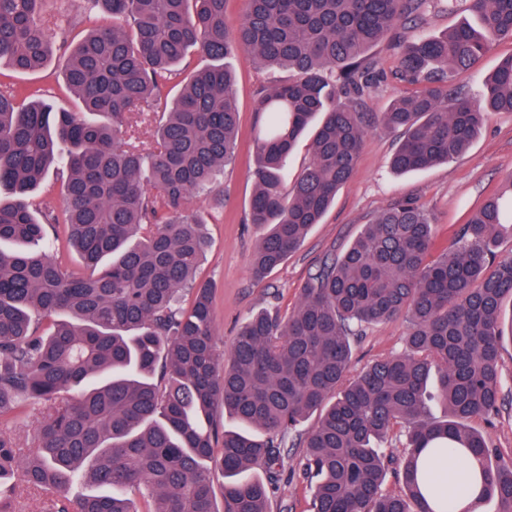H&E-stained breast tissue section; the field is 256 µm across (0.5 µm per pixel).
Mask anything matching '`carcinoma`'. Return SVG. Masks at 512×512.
<instances>
[{
    "mask_svg": "<svg viewBox=\"0 0 512 512\" xmlns=\"http://www.w3.org/2000/svg\"><path fill=\"white\" fill-rule=\"evenodd\" d=\"M46 0H0V63L44 68L70 31ZM88 0L112 26L88 31L64 69L76 111L0 84V512L21 489L46 494L42 512H272L284 448L317 479L313 512H455L423 487L424 453H467L480 490L466 512L495 500L512 512V458L471 426L505 398L500 350L512 341V177L439 248L430 215L411 199L363 228L342 253L315 261L296 308L251 315L228 357L217 353L212 288L195 283L208 248L192 199L209 197L237 149L235 78L225 59L248 50L259 67L294 78L259 85L247 221L265 230L251 257L260 280L301 246L349 180L368 127L402 134L400 173L461 155L491 112H512V56L473 103L447 81L470 70L491 40L512 38V0H463L474 20L442 37L394 41L401 81L420 85L368 111L370 51L430 0ZM194 50L213 61L188 69ZM178 89L151 142L140 116ZM314 129L311 156L284 190L286 160ZM59 167L65 206L34 202ZM85 272L65 267V244ZM192 304L182 306L183 292ZM404 318L401 351L350 377L355 338ZM448 408L427 416L428 386ZM259 435L222 431L215 405ZM42 411L39 450L21 448L8 416ZM319 414L303 432L301 424ZM406 436L399 461L375 448ZM227 478L215 505L212 469ZM260 469L264 476L242 479ZM400 489H386L388 474ZM84 480L93 491L74 499Z\"/></svg>",
    "mask_w": 512,
    "mask_h": 512,
    "instance_id": "cac0c4a2",
    "label": "carcinoma"
}]
</instances>
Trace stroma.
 Here are the masks:
<instances>
[{
    "instance_id": "obj_1",
    "label": "stroma",
    "mask_w": 512,
    "mask_h": 512,
    "mask_svg": "<svg viewBox=\"0 0 512 512\" xmlns=\"http://www.w3.org/2000/svg\"><path fill=\"white\" fill-rule=\"evenodd\" d=\"M465 13L459 0H432L425 21L408 24L399 32L408 39L432 37L455 28ZM68 50L54 46L45 67L35 73L20 74L9 66L0 67V82L38 90L58 108H71L73 96L66 91L62 69ZM373 54L384 77L372 96L370 107L379 112L393 95L410 92L411 87L396 75L395 49L387 43L376 46ZM512 55V39L494 41L483 62L466 72L449 75L452 84L470 96H478L483 81L500 60ZM237 77L239 109L237 158L224 171L222 183L226 202L223 209H206L201 200L192 208L201 210L204 230L211 246L202 260L197 277L210 282L213 294V320L217 350L229 353L235 336L250 312L265 309L288 315L297 305L299 290L316 259L329 247L345 248L362 224L394 202L410 198L424 206L433 217L439 245L448 244L451 231L465 223L489 195L497 193L507 174H512V112H493L479 137L453 161L406 174L394 173L388 161L400 135L375 125L369 128L355 170L338 191L322 223L314 225L302 246L264 280H255L249 260L262 232L246 221L254 184L249 174L254 150L256 117L252 110L254 91L263 83L287 80L288 71L258 68L250 54L241 52L230 60ZM406 325L390 321L367 329L356 348L354 370H361L374 358L399 351ZM505 401L492 423L478 422L492 447L503 457H512V345L501 350Z\"/></svg>"
}]
</instances>
